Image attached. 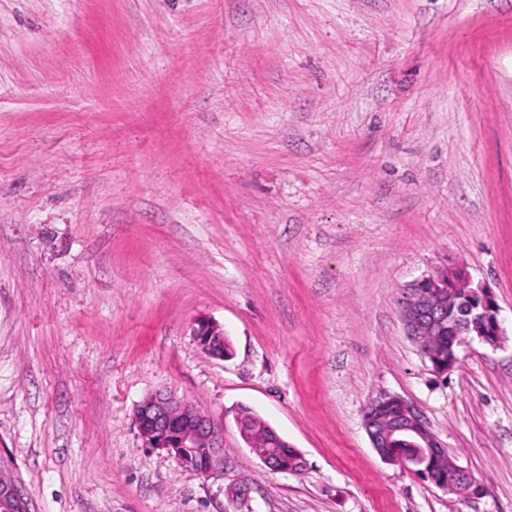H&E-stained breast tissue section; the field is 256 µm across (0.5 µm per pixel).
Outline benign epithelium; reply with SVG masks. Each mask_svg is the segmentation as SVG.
Here are the masks:
<instances>
[{
  "label": "benign epithelium",
  "mask_w": 512,
  "mask_h": 512,
  "mask_svg": "<svg viewBox=\"0 0 512 512\" xmlns=\"http://www.w3.org/2000/svg\"><path fill=\"white\" fill-rule=\"evenodd\" d=\"M464 284L478 298L455 319L458 336H475L491 347L501 344L505 330L493 291L485 284L477 285L460 272L436 271L408 284L398 298L401 319L408 336L422 345L423 337L440 323L441 308L437 297L445 288ZM197 342L210 356L224 358V332L211 323H200L194 331ZM371 404H393L402 410L403 422L392 429L389 440L408 443L429 457L446 454L422 412L396 395L381 394ZM140 433L153 448L175 455L193 470L209 475L224 460V426L208 415L186 406L171 393L158 392L142 400L135 408ZM0 459V512H28L21 488L4 473ZM448 492L471 498L482 493L481 485L466 469L454 465L448 473Z\"/></svg>",
  "instance_id": "benign-epithelium-1"
}]
</instances>
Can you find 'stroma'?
<instances>
[{"mask_svg":"<svg viewBox=\"0 0 512 512\" xmlns=\"http://www.w3.org/2000/svg\"><path fill=\"white\" fill-rule=\"evenodd\" d=\"M453 266L506 339L441 378L397 299ZM158 391L221 472L148 447ZM381 392L481 496L380 458ZM0 459L30 512H512V0H0ZM197 342L210 356L224 359L225 355H230V345L224 338V332L216 325L211 323H199L194 331ZM134 415L152 448L174 454L193 470L209 475L223 462L224 425L189 408L175 394H151L136 406ZM240 419L241 434L243 438L249 441L256 448L246 442L250 449L268 466L271 470H278L275 460L280 464L283 472H297L303 469V459L294 448H290L286 441L277 440L269 430V426L264 424L260 419L252 415L250 412H243ZM240 430V423L236 419ZM245 434V435H244ZM261 451H259V450ZM270 450L273 453H269ZM263 451V452H262Z\"/></svg>","mask_w":512,"mask_h":512,"instance_id":"obj_1","label":"stroma"}]
</instances>
